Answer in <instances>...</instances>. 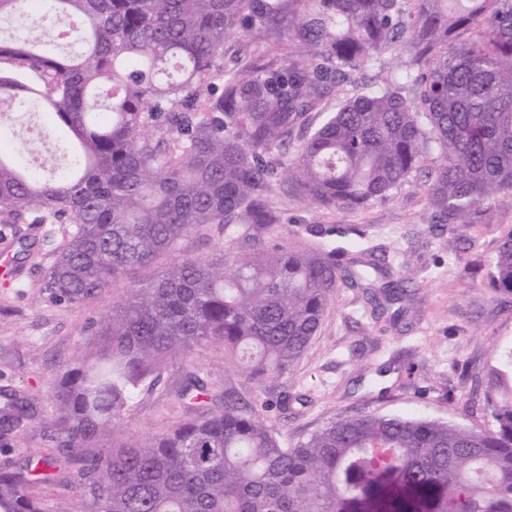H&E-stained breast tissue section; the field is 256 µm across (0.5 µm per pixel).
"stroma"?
Wrapping results in <instances>:
<instances>
[{
	"mask_svg": "<svg viewBox=\"0 0 512 512\" xmlns=\"http://www.w3.org/2000/svg\"><path fill=\"white\" fill-rule=\"evenodd\" d=\"M426 183V171H418L390 200L362 208L319 207L275 189L270 201L295 241L312 243L304 225L334 226L330 247L343 252L355 243L385 256L392 278L411 276L408 296L376 318L366 293L339 286L302 358L271 383L247 380L215 348L175 360L160 384L137 398L121 423L122 434L144 440L180 422L174 395L187 371L245 395L291 447L334 420L363 412H414L491 427L483 392L491 366L512 352V291L493 288L490 277L498 237L512 228V203H493L474 223L434 231ZM19 230L35 247L18 275H0V391L25 392L40 416L0 449V464L50 451L43 423L52 413L49 377L62 363L82 358L86 322L128 286L116 282L109 293L72 307L52 304L38 285L68 227L25 224ZM276 399L283 408H271Z\"/></svg>",
	"mask_w": 512,
	"mask_h": 512,
	"instance_id": "obj_1",
	"label": "stroma"
}]
</instances>
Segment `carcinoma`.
<instances>
[{"mask_svg":"<svg viewBox=\"0 0 512 512\" xmlns=\"http://www.w3.org/2000/svg\"><path fill=\"white\" fill-rule=\"evenodd\" d=\"M32 2L0 0V21L49 37L0 30V224L71 225L39 284L57 305L170 260L87 323V355L49 382L58 454L1 466L0 512H512L504 370L485 393L489 429L362 413L289 448L244 396L187 371L181 423L145 442L117 433L174 358L217 348L262 384L291 372L339 283L377 289V312L404 295L409 278L386 280L371 253L348 269L293 241L270 203L283 175L309 203L361 208L434 150L433 227L512 202V0H50L46 13ZM241 31L264 50L226 69L224 42ZM391 45L405 60L312 127L307 112ZM40 106L74 141L52 178L4 147ZM192 234L222 242L189 256ZM491 281L512 291V230ZM37 416L26 395L5 397L0 444ZM72 457L81 507L37 495Z\"/></svg>","mask_w":512,"mask_h":512,"instance_id":"cac0c4a2","label":"carcinoma"}]
</instances>
